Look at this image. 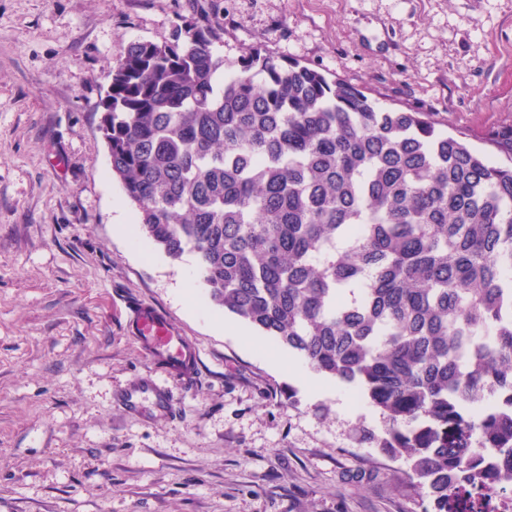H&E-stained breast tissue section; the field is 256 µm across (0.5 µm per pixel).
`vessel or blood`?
Returning <instances> with one entry per match:
<instances>
[{"mask_svg": "<svg viewBox=\"0 0 512 512\" xmlns=\"http://www.w3.org/2000/svg\"><path fill=\"white\" fill-rule=\"evenodd\" d=\"M129 325L143 349L160 362L171 376L180 380L193 378L200 354L161 313L152 308L139 307L132 313ZM124 404L134 414L165 416L173 410L168 387L153 380L126 390Z\"/></svg>", "mask_w": 512, "mask_h": 512, "instance_id": "1", "label": "vessel or blood"}]
</instances>
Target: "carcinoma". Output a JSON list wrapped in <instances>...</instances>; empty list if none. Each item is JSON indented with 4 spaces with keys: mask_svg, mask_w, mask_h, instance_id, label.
Instances as JSON below:
<instances>
[{
    "mask_svg": "<svg viewBox=\"0 0 512 512\" xmlns=\"http://www.w3.org/2000/svg\"><path fill=\"white\" fill-rule=\"evenodd\" d=\"M219 24L129 43L100 130L142 238L216 306L356 389L424 512L512 493V128L471 147L428 112L255 50ZM224 74V82L218 75Z\"/></svg>",
    "mask_w": 512,
    "mask_h": 512,
    "instance_id": "cac0c4a2",
    "label": "carcinoma"
}]
</instances>
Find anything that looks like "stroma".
Masks as SVG:
<instances>
[{
  "mask_svg": "<svg viewBox=\"0 0 512 512\" xmlns=\"http://www.w3.org/2000/svg\"><path fill=\"white\" fill-rule=\"evenodd\" d=\"M204 10L225 58L267 50L479 148L512 126V0H0V512H423L407 466L360 439L383 415L279 373L274 338L215 327L193 254L117 229L137 210L99 128L109 72ZM140 306L201 354L154 420L123 404L162 374L128 326Z\"/></svg>",
  "mask_w": 512,
  "mask_h": 512,
  "instance_id": "stroma-1",
  "label": "stroma"
}]
</instances>
